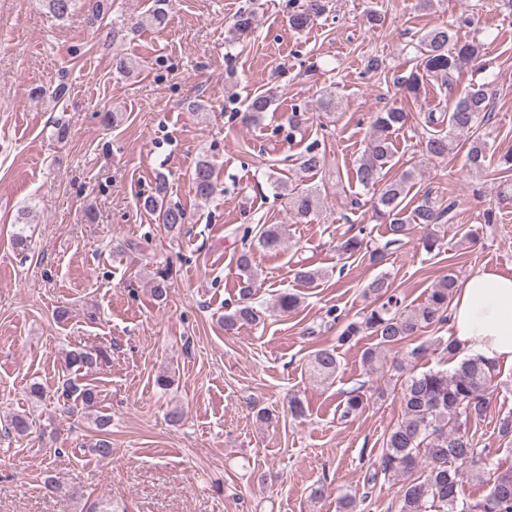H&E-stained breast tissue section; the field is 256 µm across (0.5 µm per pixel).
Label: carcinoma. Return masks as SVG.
<instances>
[{
  "instance_id": "1",
  "label": "carcinoma",
  "mask_w": 512,
  "mask_h": 512,
  "mask_svg": "<svg viewBox=\"0 0 512 512\" xmlns=\"http://www.w3.org/2000/svg\"><path fill=\"white\" fill-rule=\"evenodd\" d=\"M55 16L65 18L81 6L87 20L94 25L101 21L107 8L106 0H43ZM165 0H154L137 22L139 28H161L166 24ZM324 12L323 0H305L300 9L288 17L290 27L296 31L307 28ZM410 51L418 59L422 70L414 71L402 80L400 87L411 98L421 94L423 76L441 78V86L452 89L456 75L479 58L480 45L476 40L461 41L446 26L433 27L416 40L409 42ZM491 82H474L467 93L448 108V130L431 133L425 140V151L431 157L448 154L454 137L461 133L476 132L488 122L491 115ZM272 99L257 95L248 101L246 119L256 123L269 111ZM408 120V113L401 107H390L375 115L374 133L355 169L356 182L372 195L373 216L388 224L390 239L382 248L370 251V260L381 261L385 249L397 245L409 234L411 225L418 224L425 230L422 246L428 253L441 248V238L434 227L447 224L452 219L454 202L439 205L430 193L408 208L405 200L413 188L414 171L408 169L398 175L388 176L393 167L394 152L389 134L400 129ZM490 147L488 142L474 137L466 154L469 174L477 179L487 170ZM325 163L324 155L311 147L300 157V168L317 171ZM192 189L203 200L216 191L213 164L201 159L192 175ZM275 188L288 198L292 216L301 224H310L318 216L321 195L310 188L290 187L279 177L273 178ZM142 206L155 216L169 233H178L185 224L182 208L166 200L165 180H159L156 192L147 196ZM288 236V225L268 224L257 236L258 246L269 252L278 251ZM368 246L364 238L355 234L341 239L336 250L342 256L351 257ZM240 271L239 294L241 302L224 315V331L230 333L242 325H255L260 311L247 303L251 299L257 269L252 255L238 257ZM457 286L453 273H448L431 289L425 301L415 307L402 305L400 298L390 290L386 276L381 275L367 285V292L374 298V305L360 319L349 322L336 337V346L316 350L308 363L310 374L321 380L334 377L340 366L337 348L351 343L356 337L369 334L376 343L363 352V361L369 369L382 365L394 348L409 344L419 338L420 332L431 326L448 322V306ZM169 273L158 271L151 280V294L157 300L168 295ZM301 297L296 293H282L275 299L274 308L291 313L299 308ZM106 353L72 350L66 354L67 370L77 373L90 371L106 360ZM497 364L483 357L472 356L461 360L451 371H423L411 373L400 393L401 419L393 426L383 442L375 470L369 480L382 476L388 480L403 481L401 494L395 503V512H512V470L498 473L487 494L475 499L460 497L461 479L468 474L480 479L491 470L489 451L477 447L473 435L467 429L468 422L481 420L489 407L488 395L493 391ZM67 399L86 408L98 403V392L87 385L68 383L64 390ZM365 393L360 388L346 392L342 402L341 417L355 416L363 409ZM98 438L90 443L88 452L100 458L112 456V441L106 434L110 419L98 415L94 419ZM29 417L26 414L12 416L5 427L6 433L22 437L28 434Z\"/></svg>"
}]
</instances>
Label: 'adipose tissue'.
<instances>
[{"label":"adipose tissue","instance_id":"adipose-tissue-1","mask_svg":"<svg viewBox=\"0 0 512 512\" xmlns=\"http://www.w3.org/2000/svg\"><path fill=\"white\" fill-rule=\"evenodd\" d=\"M452 334L472 355L512 366V276L479 271L458 289Z\"/></svg>","mask_w":512,"mask_h":512}]
</instances>
